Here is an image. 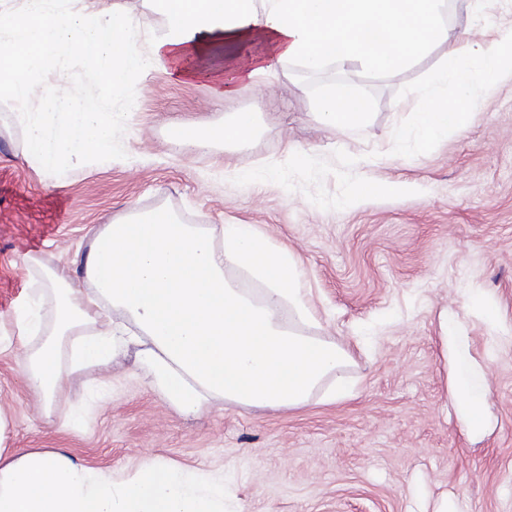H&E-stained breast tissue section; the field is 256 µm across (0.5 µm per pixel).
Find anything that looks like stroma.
Masks as SVG:
<instances>
[{
    "label": "stroma",
    "mask_w": 512,
    "mask_h": 512,
    "mask_svg": "<svg viewBox=\"0 0 512 512\" xmlns=\"http://www.w3.org/2000/svg\"><path fill=\"white\" fill-rule=\"evenodd\" d=\"M441 14L485 43L512 23V0H488L478 16L468 0H446ZM444 52L389 74L285 62L225 100L212 94L219 57L190 78L152 71L122 94L131 106L111 165L76 168L59 186L25 160V132L0 102V310L47 269L85 283L97 233L131 214L164 210L217 240L225 225L252 224L297 258L316 317L297 328L346 351L353 387L336 404L318 395L297 410L219 402L184 415L153 391L132 345L110 370L73 375L46 410L24 386L23 353L7 352L8 447L59 448L128 475L149 461L219 474L224 512H419L445 495L461 512H512V341H497L472 308L492 427L470 438L448 401L436 340L441 310L461 306L469 288L512 322V80H495L459 135L417 149L396 133L426 108L418 90ZM346 84L365 102L362 125L322 126L317 101ZM235 112L255 115L237 144L198 149L172 135ZM297 151L315 164H297ZM350 158L363 167H345ZM360 175L377 191L354 199Z\"/></svg>",
    "instance_id": "1"
}]
</instances>
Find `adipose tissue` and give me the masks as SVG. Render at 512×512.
Returning <instances> with one entry per match:
<instances>
[{
  "instance_id": "obj_1",
  "label": "adipose tissue",
  "mask_w": 512,
  "mask_h": 512,
  "mask_svg": "<svg viewBox=\"0 0 512 512\" xmlns=\"http://www.w3.org/2000/svg\"><path fill=\"white\" fill-rule=\"evenodd\" d=\"M439 0H158L159 24L138 20L109 0H0V99L26 132L27 158L38 168L111 161L114 133L126 106L111 94L154 69L176 66L192 76L194 59L214 52L234 74L216 92L233 96L239 82L265 76L284 60L311 71L328 62H360L386 73L403 68L448 41ZM260 53L241 59L240 49ZM83 50L109 90L74 85L62 57ZM512 79V24L494 39L449 50L427 98L414 112L411 133L420 148L458 135L467 105L490 92V77ZM74 85L58 96L60 87ZM455 87L457 100L443 96ZM58 96L50 119L37 93ZM320 121L358 126L364 106L350 92L321 98ZM235 265L263 281L252 295L224 275ZM298 263L250 224H228L223 242L165 211L104 225L84 259L94 291L86 293L65 271L44 273L0 311V351L22 350L31 394L50 407L73 373L109 366L123 347L138 346L151 386L180 413L194 415L215 402L254 408L302 409L320 385L330 402L351 398L346 382L330 383L346 352L287 322L285 307L313 319ZM123 322H114L113 311ZM470 328L457 313L439 316V347L447 369L448 400L461 430L478 436L490 426L489 380L471 354ZM74 336L61 364L65 336ZM8 419L0 411V512H224V482L167 463L150 462L133 476L88 468L58 450L6 448Z\"/></svg>"
}]
</instances>
